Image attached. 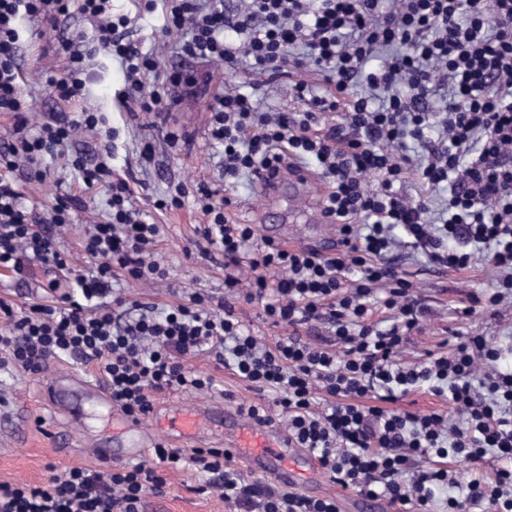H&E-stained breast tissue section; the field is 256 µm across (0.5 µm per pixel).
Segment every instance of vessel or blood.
<instances>
[{"label": "vessel or blood", "mask_w": 512, "mask_h": 512, "mask_svg": "<svg viewBox=\"0 0 512 512\" xmlns=\"http://www.w3.org/2000/svg\"><path fill=\"white\" fill-rule=\"evenodd\" d=\"M262 184L269 195H276L283 186L300 189L302 197L308 198V206L317 222H324L325 216L317 199L320 189L317 182L301 171L288 168L277 173L265 175ZM219 419L224 424V447L226 451L243 456L251 469L270 475L283 485L298 486L318 481L320 465L305 449L295 447L287 434L275 425L247 422L244 415L231 407H193L178 410L164 416L162 426L171 436L181 441L194 439L201 416ZM123 433L132 437L130 448L121 452L108 453L99 450L98 455L105 463L135 459L147 453L153 446V433L134 416L122 415L120 418Z\"/></svg>", "instance_id": "obj_1"}]
</instances>
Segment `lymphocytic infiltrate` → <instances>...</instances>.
I'll return each instance as SVG.
<instances>
[{"label": "lymphocytic infiltrate", "instance_id": "lymphocytic-infiltrate-1", "mask_svg": "<svg viewBox=\"0 0 512 512\" xmlns=\"http://www.w3.org/2000/svg\"><path fill=\"white\" fill-rule=\"evenodd\" d=\"M80 14L97 25L98 44L124 66L127 97L143 112H168L210 75L168 73L149 85L158 61L126 34L112 0H0V112L13 117L0 143V271L22 276L31 261L65 269L58 228L81 208L57 198L48 219L23 204L26 183L42 178L45 155L63 152L75 128L96 129L97 113L31 124L20 85V20L57 27ZM164 32H180L179 54L232 69L240 59L263 72L297 74L292 96L302 112H261L253 95L219 91L209 139L222 150L223 190L207 182L178 184L158 210L193 199L206 222L202 238L224 255L227 300L200 296L158 312L155 304L113 293L112 271L155 279L159 227L133 204L128 181L103 162L70 157L86 188L103 191L107 215L90 225L82 247L93 270L47 288L59 304L19 308L0 297V366L37 372L50 358L96 365L112 403L148 416L163 391L211 389L184 357L214 355L261 396L240 405L245 416L288 419V434L319 462L329 480L401 512H429L437 493L456 486L442 460L497 458L493 483L472 480L448 512L488 504L512 512V371L498 350L456 337L448 354L407 366L400 352L419 328L423 309L395 254L394 230L433 265L464 270L487 255L497 278L487 307L512 295V0H245L225 13L217 0H168ZM75 33L62 31L65 64L48 86L59 100L82 96L90 77ZM321 84L303 80L305 72ZM341 121L329 124L333 114ZM314 164L328 191L324 214L343 245L333 255L258 240L254 225L229 215L230 190L266 170ZM425 190L404 192L407 173ZM249 269L248 288L238 273ZM261 304L272 326L327 324L336 346H312L294 335L264 348L231 303ZM390 314V325L372 318ZM429 384L451 414L416 415L388 402ZM275 392L274 401L263 391ZM324 393L316 402V393ZM220 448L188 451L156 444L151 462L122 468H72L43 484L0 482V512H143L146 493L162 494L167 470L200 474V492L219 493L241 512H339L335 498H314L250 482ZM416 468L413 482L403 474Z\"/></svg>", "mask_w": 512, "mask_h": 512}]
</instances>
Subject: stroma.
<instances>
[{
  "instance_id": "stroma-1",
  "label": "stroma",
  "mask_w": 512,
  "mask_h": 512,
  "mask_svg": "<svg viewBox=\"0 0 512 512\" xmlns=\"http://www.w3.org/2000/svg\"><path fill=\"white\" fill-rule=\"evenodd\" d=\"M165 9L164 0H112L113 13L129 19V38L152 52L161 69L200 73L211 70L215 73V83L255 86L262 110L288 113L303 110V103L290 94L288 76L272 77L245 62L233 70H214L209 64L178 54L176 36L162 33ZM63 28L82 33L81 49L93 54L84 96L68 102L53 97L46 85L50 71L60 69L64 62L63 56L55 52ZM19 60L21 87L31 106V120L40 122L52 113L73 116L86 109L100 113L103 118L99 133L78 131L64 155L45 159L44 179L24 189L25 206L42 216L56 197L76 195L83 199L84 208L76 211L72 224L59 236L61 250L72 258L71 271L81 272L92 265L81 244L89 225L98 221L105 211L106 198L101 192L85 189L78 172L68 166V156L78 154L90 163H107L114 176L128 180L135 204L147 210H153L155 198L173 182L203 180L222 186L220 156L208 139L210 94L186 98L180 106L160 116L139 111L125 97L122 66L97 50L94 28L77 14L61 21L56 30L23 22ZM175 128L192 139L186 149L177 152L171 151L165 140L166 132ZM147 142L154 147V161L145 166L140 161V151ZM233 198L230 213L238 220L251 224L260 220L276 230L294 228L307 232L316 241L337 234L335 225H310L304 215L294 213L289 193H282L272 203H264L259 184L251 179H242ZM153 212L160 228L157 259L165 275L156 280L134 282L126 280L123 272H116L113 284L118 294L165 308L184 302L195 292L222 298L224 258L216 252L205 253L206 243L198 232L205 218L195 203L189 200L182 208ZM396 252L426 308L419 329L413 332L400 354L401 362L413 365L422 362L427 352H447V341L456 333L483 337L489 346L499 349V368L512 369V298L504 299L493 311L471 302L473 295L490 288L494 280L487 259L479 258L461 271L440 270L405 245H398ZM69 273L50 275L37 262L32 263L22 279L0 273V297L21 306L52 303L55 296L47 290L48 281L53 277L68 280ZM467 306L472 312L466 316L462 310ZM185 365L197 374L213 378L214 389L156 394L154 410L145 418L147 425H154L157 419L186 405L235 407L256 397L248 383L219 365L214 357H189ZM54 378L66 384L78 379L91 381L95 378L94 367L53 358L37 373L0 371V481L39 484L54 470L100 469L104 463L95 456V449L114 448L121 442V435L112 431L111 411L98 407L90 394H83L77 419H69L56 410L44 395L46 382ZM199 481L198 474L187 470L167 471L164 494H147L144 512H235V505L225 502L218 493H195Z\"/></svg>"
}]
</instances>
